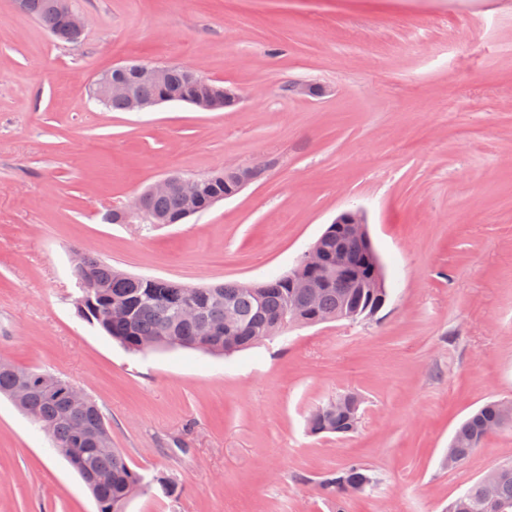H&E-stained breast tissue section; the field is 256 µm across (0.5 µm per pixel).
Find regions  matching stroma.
<instances>
[{
  "mask_svg": "<svg viewBox=\"0 0 512 512\" xmlns=\"http://www.w3.org/2000/svg\"><path fill=\"white\" fill-rule=\"evenodd\" d=\"M79 46L0 0V359L88 394L131 467L173 481L126 512H335L325 477L375 483L345 512H446L512 462V428L463 465L456 428L512 401V0H73ZM189 64L236 106L113 112L88 99L129 60ZM312 84L317 94L299 93ZM265 164L181 224H111L166 174ZM361 208L390 298L231 356L132 354L75 307L76 253L202 286L293 269ZM347 391L357 430L312 435ZM0 512H97L79 474L0 398Z\"/></svg>",
  "mask_w": 512,
  "mask_h": 512,
  "instance_id": "stroma-1",
  "label": "stroma"
}]
</instances>
